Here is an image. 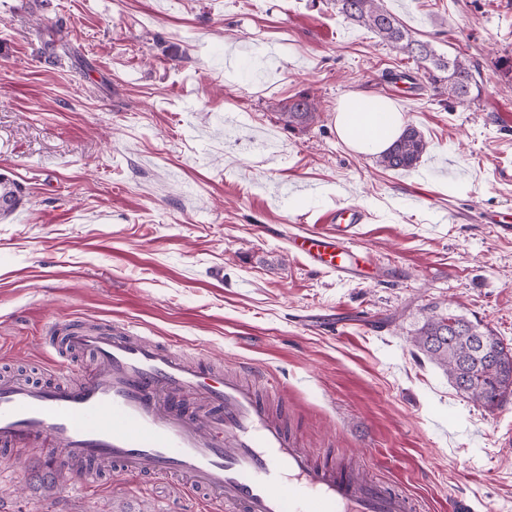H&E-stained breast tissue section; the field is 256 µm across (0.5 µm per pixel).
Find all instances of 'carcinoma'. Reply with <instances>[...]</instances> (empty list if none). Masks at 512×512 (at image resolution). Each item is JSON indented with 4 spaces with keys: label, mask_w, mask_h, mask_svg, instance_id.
Segmentation results:
<instances>
[{
    "label": "carcinoma",
    "mask_w": 512,
    "mask_h": 512,
    "mask_svg": "<svg viewBox=\"0 0 512 512\" xmlns=\"http://www.w3.org/2000/svg\"><path fill=\"white\" fill-rule=\"evenodd\" d=\"M337 12L373 31L399 53L411 56L417 70L434 87L448 86V95L460 102L481 96L476 65L459 54L445 58L429 45L413 39L384 0H334ZM317 102L308 94L289 100L280 120L289 127H309ZM427 150V142L413 125L403 128L376 163L390 170H410ZM17 185L0 176V214L17 208ZM413 345L448 376L452 386L472 402L494 410L512 397V345L493 330L456 314L429 316L412 337Z\"/></svg>",
    "instance_id": "cac0c4a2"
}]
</instances>
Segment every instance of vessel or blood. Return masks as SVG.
<instances>
[{
	"label": "vessel or blood",
	"mask_w": 512,
	"mask_h": 512,
	"mask_svg": "<svg viewBox=\"0 0 512 512\" xmlns=\"http://www.w3.org/2000/svg\"><path fill=\"white\" fill-rule=\"evenodd\" d=\"M363 211L341 207L327 228L292 241L312 266L351 274ZM39 342L89 352L96 370L66 385L0 377V452L51 446L95 486L106 462L130 477H178L227 512H412L404 494L314 464L241 377L189 362L140 326L52 325Z\"/></svg>",
	"instance_id": "vessel-or-blood-1"
}]
</instances>
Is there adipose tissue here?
<instances>
[{
    "mask_svg": "<svg viewBox=\"0 0 512 512\" xmlns=\"http://www.w3.org/2000/svg\"><path fill=\"white\" fill-rule=\"evenodd\" d=\"M402 116L378 96H359L342 101L336 113L340 137L361 152L386 150L399 135Z\"/></svg>",
    "mask_w": 512,
    "mask_h": 512,
    "instance_id": "obj_1",
    "label": "adipose tissue"
}]
</instances>
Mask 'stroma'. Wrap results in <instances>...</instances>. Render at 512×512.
I'll use <instances>...</instances> for the list:
<instances>
[{"label":"stroma","instance_id":"35a3bbf8","mask_svg":"<svg viewBox=\"0 0 512 512\" xmlns=\"http://www.w3.org/2000/svg\"><path fill=\"white\" fill-rule=\"evenodd\" d=\"M415 39L481 72L464 104L331 0H0V372H52V323L138 325L211 364L281 380L270 406L318 458L354 462L417 512H512V401L458 393L412 344L455 313L512 342V0H385ZM62 20L45 49L37 18ZM307 92L310 127L278 118ZM385 98L427 142L386 170L336 130ZM234 117L233 131L224 128ZM369 217L358 275L289 245L340 206ZM56 451L0 454V512H224L176 478L38 482ZM20 195L17 185L6 178L0 176V214L7 215L17 208L20 203Z\"/></svg>","mask_w":512,"mask_h":512}]
</instances>
